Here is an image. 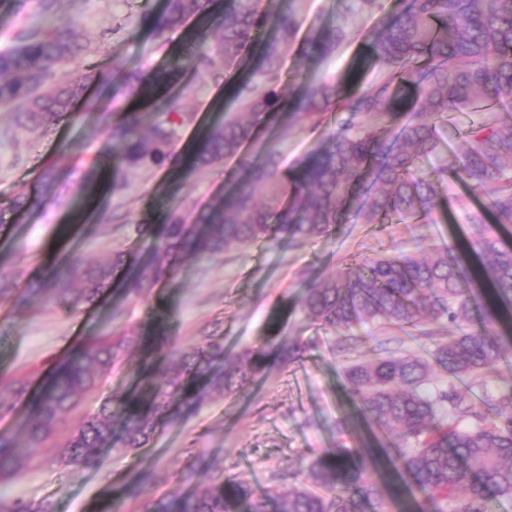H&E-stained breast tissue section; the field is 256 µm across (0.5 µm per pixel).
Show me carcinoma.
Wrapping results in <instances>:
<instances>
[{"mask_svg": "<svg viewBox=\"0 0 512 512\" xmlns=\"http://www.w3.org/2000/svg\"><path fill=\"white\" fill-rule=\"evenodd\" d=\"M213 0H167L154 21L156 38L205 20ZM383 9L381 0H345L343 21L313 32L302 46L305 58L323 59L348 37V20ZM267 21L259 0H225L215 43L188 46L183 61L214 79L260 50L262 64L235 87L238 110L226 112L205 135L197 154L201 167L240 153L254 140L263 115L287 112L299 118L335 107L336 133L299 159L290 184L280 175L281 153L265 144L243 157L224 196L188 219L176 211L159 225L160 247L150 266L152 281L170 273L184 256L204 258L230 243H278L295 248L328 236L339 224L408 222L429 212L440 200L448 177L462 179L486 197L493 223L483 214L468 219L474 227L472 248L486 258L478 277L492 286L489 297L474 286L473 274L455 249L440 245L426 254L385 252L364 258L338 276L310 286L300 301L306 320L341 335L343 349L357 347L347 334L363 322L382 328H419L426 323L437 336L452 325L455 334L434 343L424 354L397 343L373 360L348 357L349 393L362 419L393 437L401 468L384 474L387 452L368 448L351 452L329 448L309 466L314 488L271 489L256 494L236 477L199 488L190 495L173 490L153 512H366L373 502L391 501L404 512H495L494 503L512 498V383L498 391L488 410L472 398L486 382L488 369L512 350L502 332L512 308V242L499 226L512 225V0H398L381 18L368 44L377 65L373 85L349 95L327 81L298 87L282 106L276 87L282 58L295 41L294 12L279 14L276 36L257 43ZM89 46L79 42L76 25L64 22L48 31H28L12 47L0 50V106H13L23 124L50 127L70 118L92 75L63 70ZM143 94L150 85L119 69L112 88ZM502 108L493 121L481 119L464 132L465 152L450 166L441 126L453 112ZM192 114L172 106L144 135L136 119L125 116L107 126L114 157L129 168L161 166L170 160L176 128ZM263 187L267 202L256 201ZM125 264L116 252L84 267L70 261L27 283L25 295L48 290L61 307L76 313L112 288L115 271ZM272 335L239 354L224 344L205 341L191 352L170 350L161 335L155 346L169 351L152 374L161 382L144 395H133L87 417L67 437L61 462L92 463L112 448L121 427L122 450L145 447L182 403L203 404L213 393L240 395L276 358L300 357L307 346ZM124 336L80 341L47 385L33 397L20 431H0V478L20 473L46 447L81 398L120 360ZM0 512H53L38 505L0 498Z\"/></svg>", "mask_w": 512, "mask_h": 512, "instance_id": "1", "label": "carcinoma"}]
</instances>
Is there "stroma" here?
Masks as SVG:
<instances>
[{
	"mask_svg": "<svg viewBox=\"0 0 512 512\" xmlns=\"http://www.w3.org/2000/svg\"><path fill=\"white\" fill-rule=\"evenodd\" d=\"M262 6L271 15L294 11L300 23L282 62L277 87L281 100L311 78L362 89L373 82L376 70L367 60V44L380 27L379 16L356 21L347 41L313 62L303 58L302 45L312 29L341 20L344 0H263ZM164 8V0H55L45 12L38 0H0V50L15 44L26 30L74 21L82 37L93 41L91 52L77 57L78 68L89 66L104 75L116 67L135 69L165 79L148 99L116 97L111 85L92 81L74 116L48 129L24 126L14 109L0 107V277L22 287L62 257L92 264L113 251L147 267L159 241L151 234L138 235L135 225L162 224L172 210H205L223 194L237 158L196 170L190 157L219 112L236 110L232 84L258 59L240 63L232 83L224 86L193 69H173L187 41L209 44L219 36L215 17L222 5L215 0L212 20L204 25L190 20L162 45L152 27ZM173 101L193 115L178 127L171 145L178 166L111 170L101 165L108 148L101 111L133 114L145 128ZM336 121V112L329 111L291 124L281 156L283 178H290L300 156L335 133ZM48 170L56 179L42 205L13 208L17 197L38 194L40 177ZM483 201L479 192L453 180L431 213L419 220L346 224L335 235L298 249L284 241L235 244L210 257L181 260L170 276L139 296L125 294L126 273L120 270L94 307L75 314L45 294L23 306L11 297L0 299V375L33 387L79 339L112 334L135 339L40 456L19 475L0 481V498L49 501L55 512H105L119 498L122 512H150L154 500L169 491L191 494L209 484L214 474L239 477L260 493L271 486L282 491L308 483V466L325 449L359 452L370 447V430L358 418L348 392L335 333L311 325L296 306L310 284L343 269L350 258L372 257L386 249L415 252L444 243L472 267H480L482 257L469 249L467 214ZM284 307L290 313L280 333L309 343L303 357L272 365L244 395H215L201 406L184 408L179 420L159 428L144 448L128 453L106 449L89 466L60 464V447L87 415L114 398L150 387L147 369L157 358L150 343L159 332H166L183 351L207 336L223 341L226 350L239 351L263 343L271 319ZM201 455L208 470L197 465ZM142 468L153 471V485L138 497L123 498L125 485Z\"/></svg>",
	"mask_w": 512,
	"mask_h": 512,
	"instance_id": "obj_1",
	"label": "stroma"
}]
</instances>
